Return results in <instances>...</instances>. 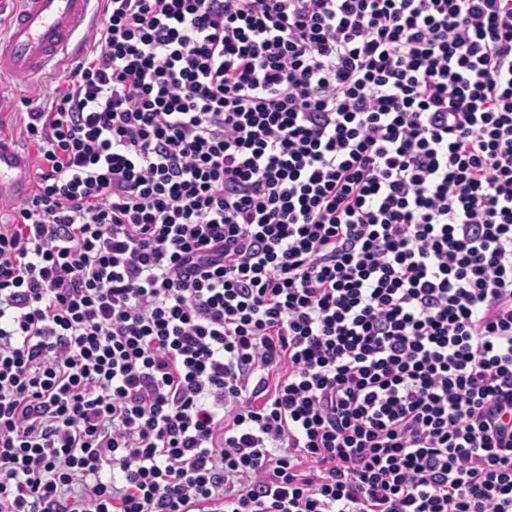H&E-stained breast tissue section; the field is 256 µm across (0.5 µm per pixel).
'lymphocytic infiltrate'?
<instances>
[{
    "label": "lymphocytic infiltrate",
    "mask_w": 512,
    "mask_h": 512,
    "mask_svg": "<svg viewBox=\"0 0 512 512\" xmlns=\"http://www.w3.org/2000/svg\"><path fill=\"white\" fill-rule=\"evenodd\" d=\"M0 225V512H512V0H105Z\"/></svg>",
    "instance_id": "f902f5d3"
}]
</instances>
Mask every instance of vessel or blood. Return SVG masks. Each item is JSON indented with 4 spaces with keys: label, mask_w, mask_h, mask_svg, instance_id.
<instances>
[{
    "label": "vessel or blood",
    "mask_w": 512,
    "mask_h": 512,
    "mask_svg": "<svg viewBox=\"0 0 512 512\" xmlns=\"http://www.w3.org/2000/svg\"><path fill=\"white\" fill-rule=\"evenodd\" d=\"M6 38L0 40V74L34 76L70 56L92 0H9ZM33 176L29 154L0 138V203H23Z\"/></svg>",
    "instance_id": "vessel-or-blood-1"
}]
</instances>
